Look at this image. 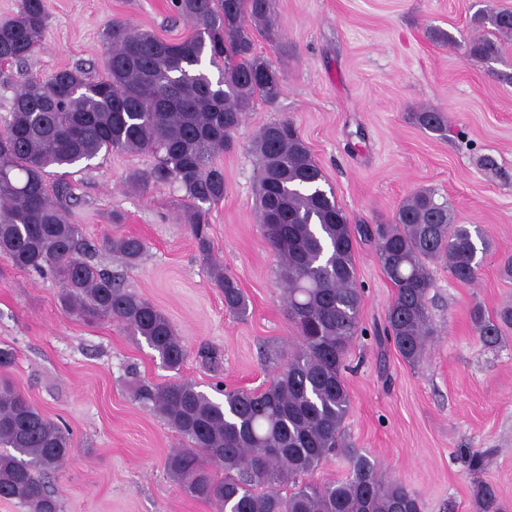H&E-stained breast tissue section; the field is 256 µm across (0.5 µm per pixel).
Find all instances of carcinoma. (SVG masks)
<instances>
[{
    "instance_id": "1",
    "label": "carcinoma",
    "mask_w": 512,
    "mask_h": 512,
    "mask_svg": "<svg viewBox=\"0 0 512 512\" xmlns=\"http://www.w3.org/2000/svg\"><path fill=\"white\" fill-rule=\"evenodd\" d=\"M172 6L192 24L191 35L167 41L113 20L103 32V76L92 79L75 67L18 83L8 115L0 116V257L53 276L64 306L80 319L122 325L177 370L186 349L168 317L88 259L80 225L66 218L67 183L53 195L47 188L53 168L67 175L102 152H149L156 164L133 184L143 190L178 184L191 232L201 251L209 249L205 205L224 200L217 157L232 147V133L254 102L278 101L283 76L255 52L254 31L272 28L271 0H172ZM47 20L45 0H21L18 12L0 21V62L24 63ZM472 24L481 32L468 42L473 57L492 59L512 40V11L479 9ZM414 119L426 131H448L441 112L421 110ZM252 150L261 230L278 262L297 347L263 389H221L220 401L191 381L136 387V400L184 441L167 456V474L215 512H421L414 492L356 451H349L346 478L313 480L329 455L348 447L342 425L351 398L343 370L362 335L356 244L360 238L373 244L396 288L379 340L415 363L436 332L427 305L429 263L446 264L455 280L470 284L480 270L477 253L487 252L489 242L479 229L456 223L448 201L432 189L408 196L388 224H348L288 119L261 127ZM104 245L130 265L147 250L134 236H108ZM213 280L224 308L247 316L237 282L218 266ZM470 318L479 338L494 345L512 328V307L492 318L476 304ZM72 448L64 427L0 384V499L25 512H60L47 478ZM474 496L482 512H500L493 486L477 485Z\"/></svg>"
}]
</instances>
